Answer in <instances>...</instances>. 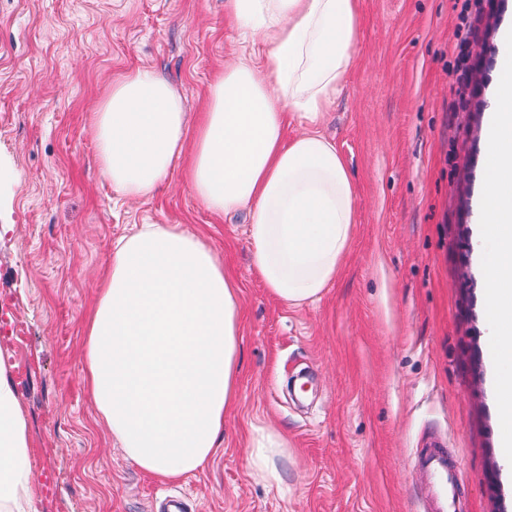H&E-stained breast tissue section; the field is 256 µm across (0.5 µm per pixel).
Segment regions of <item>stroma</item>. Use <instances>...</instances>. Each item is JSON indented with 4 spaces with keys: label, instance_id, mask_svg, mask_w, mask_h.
Instances as JSON below:
<instances>
[{
    "label": "stroma",
    "instance_id": "stroma-1",
    "mask_svg": "<svg viewBox=\"0 0 512 512\" xmlns=\"http://www.w3.org/2000/svg\"><path fill=\"white\" fill-rule=\"evenodd\" d=\"M225 2L0 0V363L27 424L36 512H162L173 488L191 512H422L430 436L459 477L455 512H512L472 233L512 0H362L355 63L321 128L352 173L358 222L335 282L299 307L253 272L248 213L210 214L183 159L129 199L97 156L94 113L129 67L166 77L195 119L241 41ZM139 224L201 233L240 289L237 402L214 460L172 485L126 457L86 382L87 320L113 244ZM254 425L288 439L280 488L250 472Z\"/></svg>",
    "mask_w": 512,
    "mask_h": 512
}]
</instances>
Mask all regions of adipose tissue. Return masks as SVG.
<instances>
[{"mask_svg":"<svg viewBox=\"0 0 512 512\" xmlns=\"http://www.w3.org/2000/svg\"><path fill=\"white\" fill-rule=\"evenodd\" d=\"M249 50L209 83L195 134L183 98L153 70L112 80L94 114L99 160L113 188L153 193L176 158L202 206L248 212L251 265L277 300L318 299L339 272L357 222V192L319 127L344 88L360 38V0H227ZM303 131L286 139L289 123ZM239 288L211 247L177 225L121 237L87 323L86 379L127 458L162 481L205 469L237 396ZM287 446L253 427L248 464L280 485ZM27 426L0 368V512H36Z\"/></svg>","mask_w":512,"mask_h":512,"instance_id":"ef3b65f1","label":"adipose tissue"}]
</instances>
